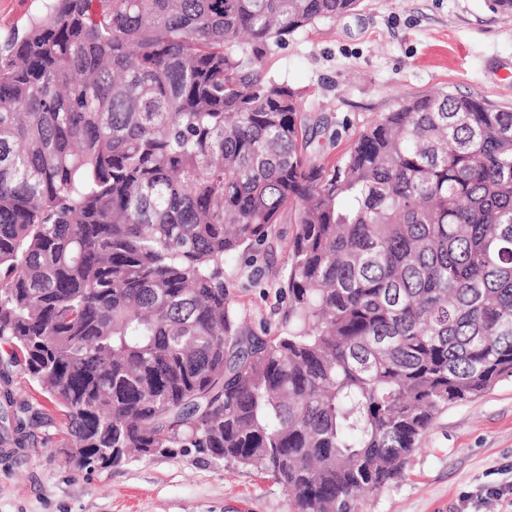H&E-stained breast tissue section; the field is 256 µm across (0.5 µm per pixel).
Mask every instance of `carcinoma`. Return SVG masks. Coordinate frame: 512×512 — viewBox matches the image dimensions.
Segmentation results:
<instances>
[{"mask_svg":"<svg viewBox=\"0 0 512 512\" xmlns=\"http://www.w3.org/2000/svg\"><path fill=\"white\" fill-rule=\"evenodd\" d=\"M361 0H45L0 45V443L79 464L193 448L291 512H355L436 415L512 380V111L441 92L310 151L288 37ZM288 332L241 326L224 261L283 216Z\"/></svg>","mask_w":512,"mask_h":512,"instance_id":"1","label":"carcinoma"}]
</instances>
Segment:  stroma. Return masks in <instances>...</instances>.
<instances>
[{
  "mask_svg": "<svg viewBox=\"0 0 512 512\" xmlns=\"http://www.w3.org/2000/svg\"><path fill=\"white\" fill-rule=\"evenodd\" d=\"M303 95L313 141L334 159L378 115L417 95L446 91L512 110V15L490 0H362L355 14L295 34L266 63ZM224 264L241 323L255 333L286 326L288 243L295 227ZM38 426L19 464L0 455V512H289L268 475L195 450L75 467L57 426ZM358 512H512V380L449 406L403 474L362 496Z\"/></svg>",
  "mask_w": 512,
  "mask_h": 512,
  "instance_id": "stroma-1",
  "label": "stroma"
}]
</instances>
